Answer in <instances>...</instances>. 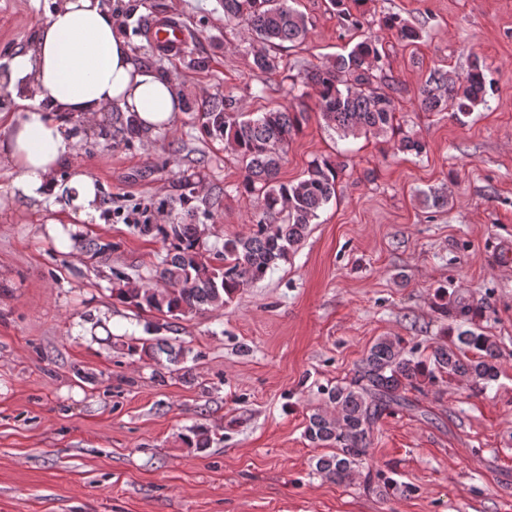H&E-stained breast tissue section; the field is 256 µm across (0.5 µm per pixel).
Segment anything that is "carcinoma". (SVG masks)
Listing matches in <instances>:
<instances>
[{"label":"carcinoma","mask_w":512,"mask_h":512,"mask_svg":"<svg viewBox=\"0 0 512 512\" xmlns=\"http://www.w3.org/2000/svg\"><path fill=\"white\" fill-rule=\"evenodd\" d=\"M224 20L243 27L251 42L253 69L261 76L279 70V58L270 49L285 42H305L308 19L292 6L295 0H223ZM343 29L359 33L364 15L353 11L347 0H330ZM382 27L407 44L423 37V31L394 13L380 19ZM435 86L420 92V106L427 112L452 110L455 118L471 115L486 104V66L475 57L458 80L437 73ZM311 88L325 125L339 138L359 134H383L394 130L396 100L401 88L385 72L378 42L364 36L345 54H338L320 66L300 72L292 86ZM308 115L292 105L278 106L244 119L235 111V99L205 100L198 107L204 134L224 142L242 162L245 175L237 186L241 196L255 203L253 229L207 247L205 230L196 224L198 206L194 183L179 185L174 203L179 206L173 219L164 224H136L141 234L158 239L165 255L155 266L161 285L113 288L124 303L139 310L177 316L198 314L221 307L247 286L263 280L280 261L288 260L318 218L319 211L337 192L340 164L329 157L313 160L303 177L283 181L280 172L288 146L300 132ZM142 134L134 120L122 112L112 113V140L130 143ZM397 150L422 156L427 143L409 133H401ZM454 321L449 341L434 347L425 357L406 353L403 340L381 336L357 365L350 382L322 389L331 412L314 411L305 428V437L317 448L336 452L320 456L316 471L338 484L366 470L364 490L383 497L394 480L368 463V452L378 422L385 415L414 408L406 392L423 394L443 379L464 380L474 391H483L499 377V349L486 335L477 319L479 307L459 300L447 310ZM130 356H146L178 366L191 349L169 344L165 339L127 345ZM184 442L190 448L209 446V431L197 426Z\"/></svg>","instance_id":"carcinoma-1"}]
</instances>
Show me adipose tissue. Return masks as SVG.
Here are the masks:
<instances>
[{
	"mask_svg": "<svg viewBox=\"0 0 512 512\" xmlns=\"http://www.w3.org/2000/svg\"><path fill=\"white\" fill-rule=\"evenodd\" d=\"M0 95L12 103L0 138V155L12 167L11 192L38 201L69 193L70 220L46 223L59 238L95 215L100 200L86 173L75 171L65 183L56 177L76 149L69 118L91 125L115 107L150 133L172 128L180 111L172 80L136 61L102 0H59L32 45L0 70Z\"/></svg>",
	"mask_w": 512,
	"mask_h": 512,
	"instance_id": "1",
	"label": "adipose tissue"
}]
</instances>
